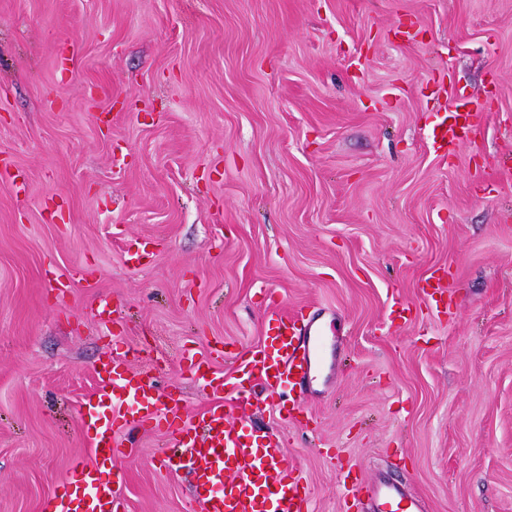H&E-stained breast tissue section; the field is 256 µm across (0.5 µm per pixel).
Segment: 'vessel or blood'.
<instances>
[{"label":"vessel or blood","mask_w":512,"mask_h":512,"mask_svg":"<svg viewBox=\"0 0 512 512\" xmlns=\"http://www.w3.org/2000/svg\"><path fill=\"white\" fill-rule=\"evenodd\" d=\"M475 132L470 112L448 111L434 125L431 145L445 151L469 140ZM333 344L322 327L298 330L294 320H279L270 343L255 346L242 369L266 389L283 384L313 386L328 366ZM99 396L82 404L81 425L95 442L97 463L77 458L70 463L71 485L63 492L47 495L43 512H122L123 504L111 479L103 478L99 460L124 458L123 434L150 422L177 415L175 396L160 398L151 377L130 372L125 359L102 362L98 372ZM131 393L135 403L127 405L120 393ZM177 458H189L195 479L200 512H309V498L295 468L285 459L277 436L241 435L223 411L204 412L197 430H174ZM373 512H423L418 498L399 485L377 478L367 489Z\"/></svg>","instance_id":"obj_1"}]
</instances>
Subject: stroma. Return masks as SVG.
<instances>
[{
    "instance_id": "1",
    "label": "stroma",
    "mask_w": 512,
    "mask_h": 512,
    "mask_svg": "<svg viewBox=\"0 0 512 512\" xmlns=\"http://www.w3.org/2000/svg\"><path fill=\"white\" fill-rule=\"evenodd\" d=\"M463 100L476 134L434 154ZM275 307L333 370L237 413L186 359L236 377ZM117 354L184 421L277 434L310 512H371L383 474L512 512V0H0V512L91 458ZM129 443L125 512H200L166 428Z\"/></svg>"
}]
</instances>
